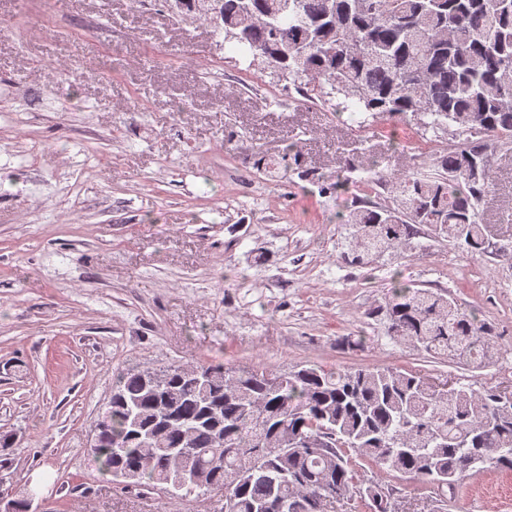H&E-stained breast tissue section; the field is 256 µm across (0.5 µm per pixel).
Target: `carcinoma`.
Returning <instances> with one entry per match:
<instances>
[{
  "label": "carcinoma",
  "instance_id": "cac0c4a2",
  "mask_svg": "<svg viewBox=\"0 0 512 512\" xmlns=\"http://www.w3.org/2000/svg\"><path fill=\"white\" fill-rule=\"evenodd\" d=\"M213 34L238 56L278 72L301 95L334 105L363 128L362 115L420 117L423 131L455 127L459 141L434 150L424 169L390 177L383 159H346L320 176L304 169L296 141L263 154L269 181L292 171L325 194L356 175L387 189L381 204L358 197L340 218L353 265L407 247L425 229L473 255L512 226L485 221L495 191L491 156L512 149V0H202ZM373 315L388 335L433 358L480 366L495 329L447 294L391 279ZM121 370L112 405L94 426L100 468L130 487L198 505L218 496L224 512H417L386 483L442 492L488 468L512 471V401L393 366L288 373L169 363ZM367 463L361 476L356 460Z\"/></svg>",
  "mask_w": 512,
  "mask_h": 512
}]
</instances>
